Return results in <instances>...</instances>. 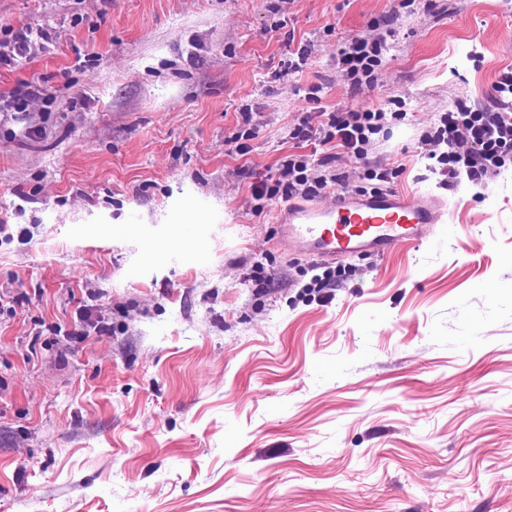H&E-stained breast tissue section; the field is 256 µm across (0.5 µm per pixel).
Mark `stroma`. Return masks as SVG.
<instances>
[{"mask_svg":"<svg viewBox=\"0 0 512 512\" xmlns=\"http://www.w3.org/2000/svg\"><path fill=\"white\" fill-rule=\"evenodd\" d=\"M28 24L53 40L0 99H50L0 119V512H512V162L431 157L512 73V0H0ZM390 26L352 83L337 42ZM376 108L317 201L376 162L441 223L384 257L287 249L253 184L309 154L303 113ZM6 104V112H28L29 108L39 103L40 100L46 101L47 96L42 92L41 86L35 82H27L19 89Z\"/></svg>","mask_w":512,"mask_h":512,"instance_id":"stroma-1","label":"stroma"}]
</instances>
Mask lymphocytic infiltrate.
<instances>
[{"label":"lymphocytic infiltrate","mask_w":512,"mask_h":512,"mask_svg":"<svg viewBox=\"0 0 512 512\" xmlns=\"http://www.w3.org/2000/svg\"><path fill=\"white\" fill-rule=\"evenodd\" d=\"M50 38V32L40 26L5 30L0 35V64L32 60L45 51ZM384 51V40L355 38L337 45L336 63L354 82L369 81L382 65ZM494 91L491 105L482 109L458 101L453 110L441 115L434 135L441 148L438 162L473 182L482 181L512 159V74L503 75ZM384 120L381 109L332 112L318 123L306 114L292 136L316 147L332 142L338 151L358 155L370 144L372 135L382 130ZM326 185V177L315 174L305 156L291 155L281 161L274 175L254 185L253 194L269 201L309 197Z\"/></svg>","instance_id":"obj_1"}]
</instances>
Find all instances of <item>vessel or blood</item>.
<instances>
[{
  "instance_id": "vessel-or-blood-1",
  "label": "vessel or blood",
  "mask_w": 512,
  "mask_h": 512,
  "mask_svg": "<svg viewBox=\"0 0 512 512\" xmlns=\"http://www.w3.org/2000/svg\"><path fill=\"white\" fill-rule=\"evenodd\" d=\"M442 216L436 196L394 190L338 197L333 205L290 204L279 238L291 249L328 261L367 252L385 256L427 237Z\"/></svg>"
}]
</instances>
